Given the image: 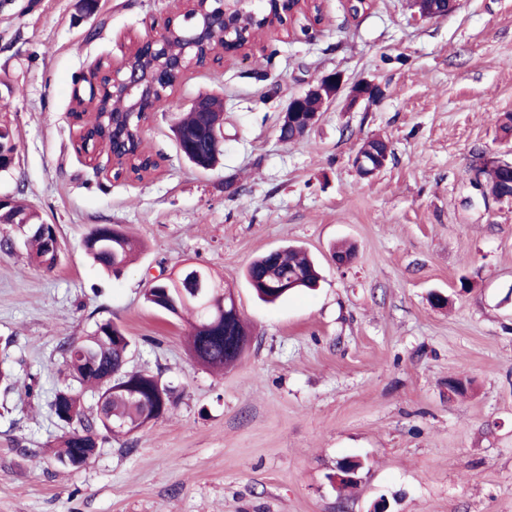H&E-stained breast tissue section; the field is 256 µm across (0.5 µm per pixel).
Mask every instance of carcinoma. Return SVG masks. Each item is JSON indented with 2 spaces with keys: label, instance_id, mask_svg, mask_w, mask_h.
Segmentation results:
<instances>
[{
  "label": "carcinoma",
  "instance_id": "cac0c4a2",
  "mask_svg": "<svg viewBox=\"0 0 512 512\" xmlns=\"http://www.w3.org/2000/svg\"><path fill=\"white\" fill-rule=\"evenodd\" d=\"M224 123L222 112H187L172 126L180 152L195 166L209 170L219 161L208 146L214 129ZM26 221L30 232L24 246L30 255L48 270L56 266L51 246L57 229L46 224L38 213L16 202L0 212V222L12 224ZM85 253L100 269L116 273L135 260L144 249L143 243L129 237L120 227L100 225L85 237ZM212 282L209 298L199 300L181 295L177 284L182 282V270L147 288L145 301L151 306L180 317L190 316L186 347L191 358L202 367L222 371L241 357L249 346L252 332L240 314L225 308L224 278L204 269ZM247 278L259 299L273 303L288 296L289 290L314 288L320 280L316 263L305 250L286 246L277 253L266 252L251 262ZM289 287L278 288L280 280ZM131 340L124 329L108 320L97 325L87 336L59 346L62 363L71 380L79 388L66 386L54 392L50 410L54 418L65 419L67 430L57 439L53 458L61 466L83 448L100 446L102 440L121 434H131L163 417L176 404L171 386L160 377L142 371L126 369ZM97 394V415L89 416L83 405V392Z\"/></svg>",
  "mask_w": 512,
  "mask_h": 512
}]
</instances>
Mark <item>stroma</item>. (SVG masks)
<instances>
[{
  "instance_id": "obj_1",
  "label": "stroma",
  "mask_w": 512,
  "mask_h": 512,
  "mask_svg": "<svg viewBox=\"0 0 512 512\" xmlns=\"http://www.w3.org/2000/svg\"><path fill=\"white\" fill-rule=\"evenodd\" d=\"M247 55L190 67L144 129L159 166L144 180L98 173L76 149L73 93L173 0H0V113L18 156L0 196L56 225L53 269L24 235L0 250V360L22 384L0 387V512H512V201L486 194L476 159L512 160V0H456L415 16L406 0H322ZM372 81L383 94L337 98L302 138L283 142L289 100L322 76ZM224 100V155L203 171L171 127L200 95ZM372 137L385 168L361 178ZM100 224L146 245L110 275L85 256ZM354 246L346 267L338 242ZM302 246L319 288L258 300L257 256ZM196 262L221 273L253 337L217 374L185 347L183 321L143 294ZM441 292L445 307L433 306ZM111 320L136 345L131 368L158 375L177 405L141 432L101 444L87 465L56 466L64 430L48 403L64 377L60 344ZM468 381L465 395L449 378ZM361 462L357 486L332 477Z\"/></svg>"
}]
</instances>
